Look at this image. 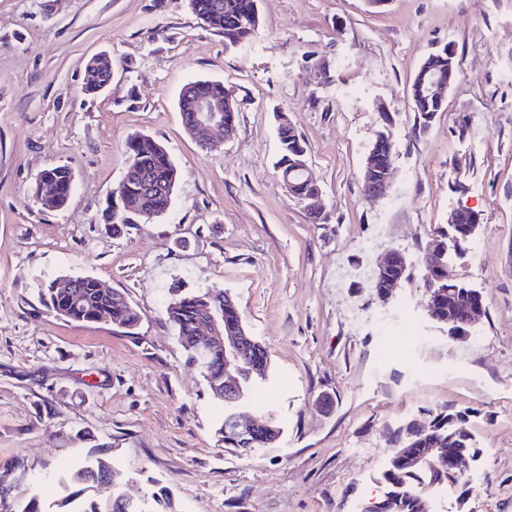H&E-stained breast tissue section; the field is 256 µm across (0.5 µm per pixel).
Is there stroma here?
Listing matches in <instances>:
<instances>
[{"label": "stroma", "instance_id": "obj_1", "mask_svg": "<svg viewBox=\"0 0 512 512\" xmlns=\"http://www.w3.org/2000/svg\"><path fill=\"white\" fill-rule=\"evenodd\" d=\"M258 7V30L233 45L190 0H0V462L21 463L45 512L99 457L114 492L146 508L163 488L174 512H369L392 431L451 406L468 411L481 453L469 494L442 488L430 512H512V0ZM449 43L457 80L416 131L412 79ZM103 52L112 82L84 94L85 65ZM195 79L238 103L234 136L214 150L178 112ZM281 114L309 145L323 223L275 167ZM383 128L396 161L374 201L360 175ZM136 134L164 145L178 182L164 214L116 236L105 207ZM55 166L74 185L52 209L34 187ZM461 206L481 226L450 272L485 305L465 342L428 316L417 264ZM390 248L412 278L384 305L367 278ZM81 275L126 299L136 334L42 304L45 283ZM217 288L269 361L237 410L281 428L244 453L218 442L224 403L166 314L176 292Z\"/></svg>", "mask_w": 512, "mask_h": 512}]
</instances>
